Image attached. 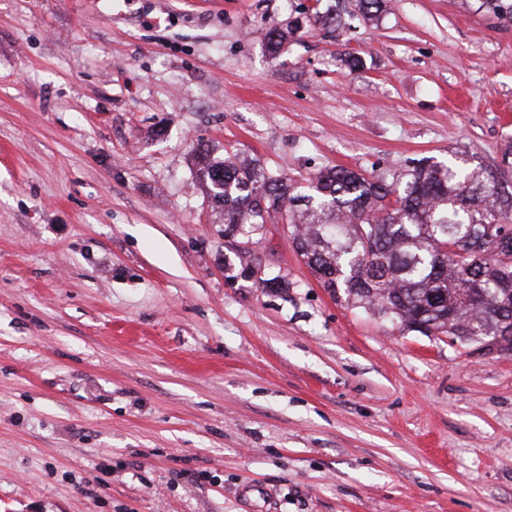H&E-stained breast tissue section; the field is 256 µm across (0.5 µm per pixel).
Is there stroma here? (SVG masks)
I'll use <instances>...</instances> for the list:
<instances>
[{"mask_svg":"<svg viewBox=\"0 0 512 512\" xmlns=\"http://www.w3.org/2000/svg\"><path fill=\"white\" fill-rule=\"evenodd\" d=\"M314 2L0 0V512H512V352L336 300L282 223L286 288L225 280L195 151L305 187L512 141V25L338 0L270 57ZM312 10L300 11L297 16H290L268 28L263 35L265 52L271 56L278 55L286 43L297 40L296 37H301L306 28L322 27L326 32L333 33L346 25L336 9L320 11L315 8L314 12Z\"/></svg>","mask_w":512,"mask_h":512,"instance_id":"1","label":"stroma"}]
</instances>
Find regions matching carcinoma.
<instances>
[{
	"instance_id": "obj_1",
	"label": "carcinoma",
	"mask_w": 512,
	"mask_h": 512,
	"mask_svg": "<svg viewBox=\"0 0 512 512\" xmlns=\"http://www.w3.org/2000/svg\"><path fill=\"white\" fill-rule=\"evenodd\" d=\"M384 0H358L372 20ZM479 9L512 24V0H480ZM344 26L334 9L303 10L268 28L271 56L307 28ZM199 177L236 242L224 269L232 279L284 288L264 278L252 244L263 225L285 220L292 243L323 287L388 316L403 330L444 334L451 341L509 337L512 351V190L508 170L482 164L411 162L392 180L345 167L326 168L310 192L256 161L196 155Z\"/></svg>"
}]
</instances>
